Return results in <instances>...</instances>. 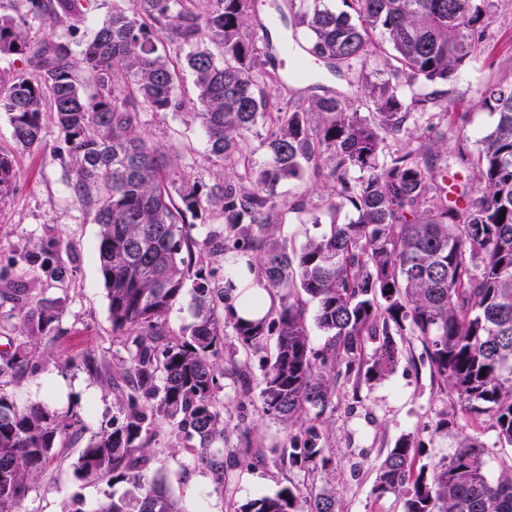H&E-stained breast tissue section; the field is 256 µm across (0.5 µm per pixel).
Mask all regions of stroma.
Here are the masks:
<instances>
[{
	"instance_id": "stroma-1",
	"label": "stroma",
	"mask_w": 512,
	"mask_h": 512,
	"mask_svg": "<svg viewBox=\"0 0 512 512\" xmlns=\"http://www.w3.org/2000/svg\"><path fill=\"white\" fill-rule=\"evenodd\" d=\"M112 6V0H90L76 28L26 16L22 0H0V14L20 23L31 45L69 42L73 52L85 43ZM512 80V0H501L490 27L487 49L447 82L420 85L436 110L466 113L471 141L488 134L494 114L479 102L489 83ZM344 95L352 105L365 100L364 85L318 69L314 79H292L274 91L272 107L288 108L307 100L310 82ZM141 128L152 144L165 147L191 177L206 183L224 181L223 165L210 157L203 130L193 116L181 112H147ZM41 145H16L5 113L0 112V152L10 154L19 172L14 193L0 200V351L9 338L23 336L19 321L8 318L11 289H27L33 308L53 316L52 332L41 341L35 373L7 381L4 389L17 406L48 404L53 410L76 412L82 430L73 436L62 458L46 470L38 487L24 499L21 512H69L74 496H82L85 512L127 491L124 483L80 482L74 464L83 448L119 409L112 391L83 366L92 357L110 369L127 356L125 338L112 330L108 300L96 253L100 227L72 196L71 161L60 153L63 137L53 118H45ZM402 355L394 370L375 383L339 373L336 395L317 419L320 446L327 459L316 468L288 461L290 433L261 413V362L275 352L274 341L252 354L250 380L233 371L239 344L232 326L224 328V422L227 427L224 468L202 464L196 452L173 450V437L162 426L151 443L153 471L164 477L181 512H229L233 505L287 486L301 500L331 493L344 512H404L402 495L375 491L377 470L402 436L414 438L420 463L434 465L453 454L462 437L486 448L491 475L512 466V447L500 444L490 413L476 414L460 406L432 373L424 348L412 336L398 337Z\"/></svg>"
}]
</instances>
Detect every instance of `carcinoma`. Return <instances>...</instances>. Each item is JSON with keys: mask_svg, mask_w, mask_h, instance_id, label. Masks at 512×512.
<instances>
[{"mask_svg": "<svg viewBox=\"0 0 512 512\" xmlns=\"http://www.w3.org/2000/svg\"><path fill=\"white\" fill-rule=\"evenodd\" d=\"M26 14L74 24L80 0H24ZM251 0H131L115 4L76 60L67 42L33 47L17 21L0 16V56L26 55L32 72L0 84V112L15 142H41L53 112L72 159L73 197L100 225L98 257L112 330L126 336L115 386L119 415L82 451L74 474L132 487L93 512H181L151 475L150 445L158 420L183 448L218 469L226 425L224 321L228 288L210 278L218 255L250 259L262 288H282L275 316L233 321L244 373L249 357L273 336L276 351L263 369L262 412L292 427L312 409L323 413L336 395V364L365 382L381 380L399 360L395 337L414 336L434 373L465 406L493 412L500 443L512 446V82L486 85L482 107L493 130L471 150L464 116L445 110L448 125H429V142L385 153L386 137L431 112L420 81L450 80L486 46L498 0H285L280 20L307 42V54L346 80L369 73L367 113L343 96L315 95L277 114L258 164L241 142L269 115V91L285 79L266 68L243 37ZM393 54L378 55L376 35ZM183 53L182 70L197 89L193 118L208 151L235 179L208 185L187 177L169 153L145 139L140 116L181 112L180 74L165 44ZM454 139V165L437 164ZM325 171L328 229L300 248L281 227L288 206L280 183ZM13 158L0 154V199L16 187ZM356 218L338 222L344 208ZM203 212L214 218L204 248L192 235ZM192 281L195 322L188 336L166 337L160 321ZM316 302L315 322L329 336L310 344L300 297ZM7 318L36 325L0 352V379L38 369V336L55 317L35 316L26 290L13 289ZM370 356H365L367 349ZM79 420L42 403L18 408L0 387V512H18ZM321 434L309 426L289 439L292 464L326 463ZM421 449L405 436L377 471L376 491L402 493L405 512H512V469L493 478L486 450L464 438L447 461L417 465ZM234 512H342L333 494L303 505L289 487L251 499Z\"/></svg>", "mask_w": 512, "mask_h": 512, "instance_id": "obj_1", "label": "carcinoma"}]
</instances>
